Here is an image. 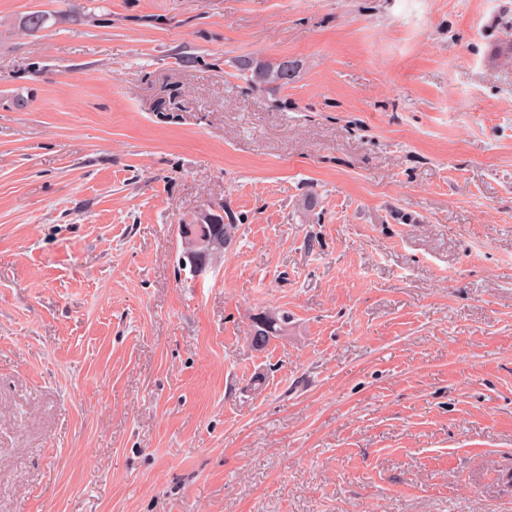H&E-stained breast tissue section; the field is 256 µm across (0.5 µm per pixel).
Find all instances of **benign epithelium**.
<instances>
[{"instance_id":"7a95c632","label":"benign epithelium","mask_w":512,"mask_h":512,"mask_svg":"<svg viewBox=\"0 0 512 512\" xmlns=\"http://www.w3.org/2000/svg\"><path fill=\"white\" fill-rule=\"evenodd\" d=\"M183 254L182 266L190 267L196 276L202 274L216 259L224 255V246L232 234L224 228V217L200 210L189 226V232L181 234Z\"/></svg>"}]
</instances>
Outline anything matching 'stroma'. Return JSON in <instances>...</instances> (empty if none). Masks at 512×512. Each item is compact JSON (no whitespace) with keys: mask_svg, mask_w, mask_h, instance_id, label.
Wrapping results in <instances>:
<instances>
[{"mask_svg":"<svg viewBox=\"0 0 512 512\" xmlns=\"http://www.w3.org/2000/svg\"><path fill=\"white\" fill-rule=\"evenodd\" d=\"M0 512H512V0H0ZM243 70H251V80L263 85H286L294 78L295 68L288 60H282L273 66L254 65L248 62L243 65ZM292 74H289V72ZM183 254L181 264L189 265L190 272L201 275L216 259L224 255V246L232 234L224 228V217L220 214L200 210L189 226V233L181 234ZM261 320L264 321V332L262 329L254 328L250 337L254 347H259L262 344L264 333L267 338L264 345L266 344L265 346H267L271 338L282 336L286 331H288L289 317L287 311L276 312L274 318L266 316L265 313H261L256 317L254 323Z\"/></svg>","mask_w":512,"mask_h":512,"instance_id":"stroma-1","label":"stroma"}]
</instances>
